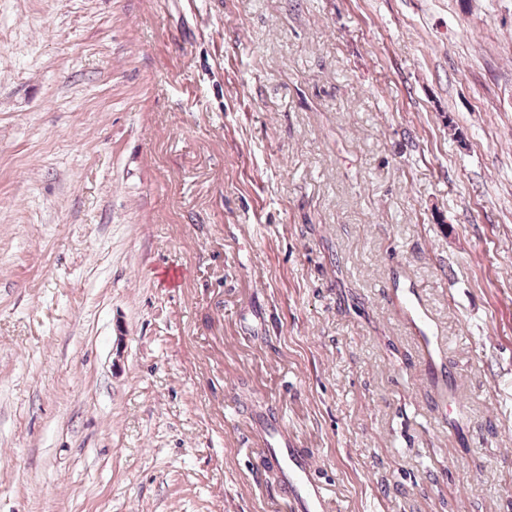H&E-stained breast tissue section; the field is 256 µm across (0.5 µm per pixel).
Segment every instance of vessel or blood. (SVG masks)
<instances>
[{
  "label": "vessel or blood",
  "mask_w": 512,
  "mask_h": 512,
  "mask_svg": "<svg viewBox=\"0 0 512 512\" xmlns=\"http://www.w3.org/2000/svg\"><path fill=\"white\" fill-rule=\"evenodd\" d=\"M262 445L265 465L279 476L291 512H327L323 490L312 475L309 450L296 447L278 423L267 424Z\"/></svg>",
  "instance_id": "obj_1"
}]
</instances>
